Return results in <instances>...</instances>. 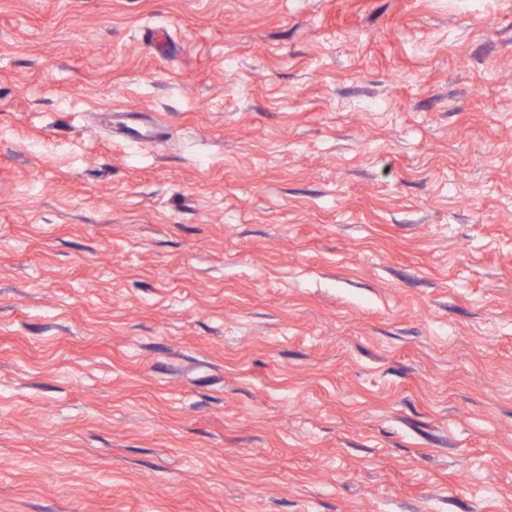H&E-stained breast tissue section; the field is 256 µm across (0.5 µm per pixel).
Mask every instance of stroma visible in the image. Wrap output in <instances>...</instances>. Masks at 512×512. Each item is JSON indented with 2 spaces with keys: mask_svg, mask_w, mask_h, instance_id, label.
<instances>
[{
  "mask_svg": "<svg viewBox=\"0 0 512 512\" xmlns=\"http://www.w3.org/2000/svg\"><path fill=\"white\" fill-rule=\"evenodd\" d=\"M0 512H512V0H0Z\"/></svg>",
  "mask_w": 512,
  "mask_h": 512,
  "instance_id": "35a3bbf8",
  "label": "stroma"
}]
</instances>
